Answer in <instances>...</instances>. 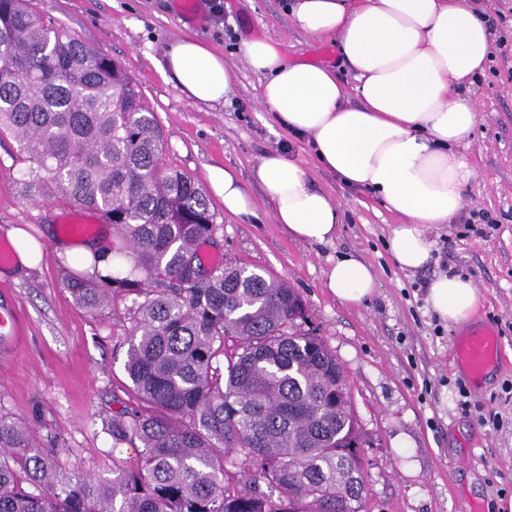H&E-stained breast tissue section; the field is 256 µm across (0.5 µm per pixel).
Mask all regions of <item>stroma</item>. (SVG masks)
Here are the masks:
<instances>
[{
  "instance_id": "1",
  "label": "stroma",
  "mask_w": 512,
  "mask_h": 512,
  "mask_svg": "<svg viewBox=\"0 0 512 512\" xmlns=\"http://www.w3.org/2000/svg\"><path fill=\"white\" fill-rule=\"evenodd\" d=\"M222 17L202 6L196 21L180 20L174 0H31L46 25L62 28L121 64L135 80L164 130L163 160L207 184V169H233L258 217L229 216L210 196L217 215L216 242L205 252L232 258L284 279L301 294L312 320L341 363L369 462L364 512H461L476 503L481 512H500L501 483L512 481V408L499 432L479 421L496 408L512 366L493 373L484 385L471 382L453 361L455 326L441 323L418 282L446 271L470 278L482 300L477 329H494L512 358V26L498 30L493 56L472 92L480 112L474 138L463 154L474 177L463 189L465 207L484 209L495 227L429 224L433 257L421 270L394 262L386 242L398 218L378 199L341 184L314 159L306 139L280 126L262 100L265 74L251 69L243 44L264 40L294 64L335 71L352 87L350 69L332 38H312L298 30L289 0H221ZM234 36H226L225 27ZM191 38L223 55L236 71L223 103H193L165 80L171 44ZM286 152L306 167L318 189L340 202L342 224L329 244L302 243L271 218V206L254 171L268 154ZM23 168L11 138L0 140V239L24 230L43 246L39 266L10 275L0 268V308L14 309L22 338L16 357L0 372V414L29 424L41 439L67 451L69 467L86 474L133 465L136 449L116 448L102 421L112 400L123 397L129 380L112 348L128 326L126 305L89 313L62 285L65 258L49 227L75 214L64 201L34 202L16 184ZM353 254L375 276L369 300L359 306L340 301L324 286L329 265ZM468 397L471 411H461Z\"/></svg>"
}]
</instances>
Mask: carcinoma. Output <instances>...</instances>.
<instances>
[{
    "instance_id": "obj_1",
    "label": "carcinoma",
    "mask_w": 512,
    "mask_h": 512,
    "mask_svg": "<svg viewBox=\"0 0 512 512\" xmlns=\"http://www.w3.org/2000/svg\"><path fill=\"white\" fill-rule=\"evenodd\" d=\"M28 2L0 0V137L27 164L24 196L98 211L119 239L63 285L92 311L131 298L113 348L130 387L104 426L139 457L84 474L0 416V512H363L349 385L303 299L229 258L204 265L216 214L163 162L137 84Z\"/></svg>"
}]
</instances>
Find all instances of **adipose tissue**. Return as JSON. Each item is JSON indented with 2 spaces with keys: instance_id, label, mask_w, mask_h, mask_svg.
<instances>
[{
  "instance_id": "obj_1",
  "label": "adipose tissue",
  "mask_w": 512,
  "mask_h": 512,
  "mask_svg": "<svg viewBox=\"0 0 512 512\" xmlns=\"http://www.w3.org/2000/svg\"><path fill=\"white\" fill-rule=\"evenodd\" d=\"M290 11L306 35L335 38L360 103L350 105L330 68L288 63L269 43L253 40L243 53L254 71L268 76L265 103L283 128L306 137L321 166L401 216L388 249L401 269L425 268L432 258L425 225L448 223L464 205L470 171L458 150L473 137L479 107L470 88L485 70L492 42L481 15L468 0H294ZM162 73L201 105L224 101L235 81L223 56L191 39L171 45ZM255 177L274 222L294 239L336 238L341 205L313 186L300 162L271 154ZM208 181L225 212L254 215L231 169L209 168ZM325 286L359 305L372 295L374 275L350 255L328 268ZM480 299L474 282L460 276L442 275L428 285V303L451 325L468 323Z\"/></svg>"
}]
</instances>
